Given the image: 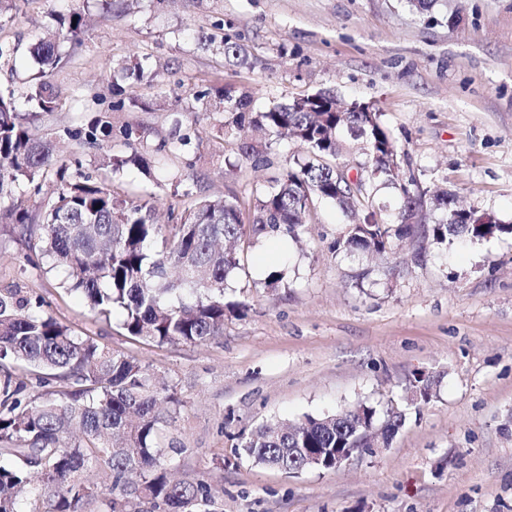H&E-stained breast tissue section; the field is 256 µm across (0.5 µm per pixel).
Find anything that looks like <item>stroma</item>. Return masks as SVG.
Instances as JSON below:
<instances>
[{"label": "stroma", "instance_id": "1", "mask_svg": "<svg viewBox=\"0 0 512 512\" xmlns=\"http://www.w3.org/2000/svg\"><path fill=\"white\" fill-rule=\"evenodd\" d=\"M73 0H20L0 23V87L24 101L35 65L28 52L53 14ZM91 30L52 81L63 105L40 134L84 123L77 98L111 97L118 69L148 61L153 83L123 81L151 103L112 115L143 133L81 151L86 172L111 177L130 201L151 200L159 223L202 196H249L270 167L237 166L223 114L195 103L191 88L224 86L253 96L254 110L321 90L379 112L402 149L401 167L421 188L442 187L470 208L512 224V0H439L419 12L408 0H88ZM249 51L244 67L201 42L216 21ZM190 133L187 155L165 157L154 177L130 167L94 169L103 155L151 151L174 122ZM346 216L322 204L300 242L259 239L229 296L244 317L203 344H145L120 315L94 318L53 273L24 260L26 247L0 221V288L43 296L78 332L149 364L181 401L163 445L175 477H200L222 512H512V235L446 247L399 241L390 264L336 250ZM284 278L269 288L266 275ZM433 396L411 404L415 375ZM361 404L406 414L391 444L334 471L288 474L238 455L260 424L297 421Z\"/></svg>", "mask_w": 512, "mask_h": 512}]
</instances>
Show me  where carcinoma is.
Wrapping results in <instances>:
<instances>
[{
	"label": "carcinoma",
	"mask_w": 512,
	"mask_h": 512,
	"mask_svg": "<svg viewBox=\"0 0 512 512\" xmlns=\"http://www.w3.org/2000/svg\"><path fill=\"white\" fill-rule=\"evenodd\" d=\"M54 34L30 47L37 72L30 79L31 111L17 109L14 91L0 90V216L18 228L26 243V261L62 274L63 288L79 295L98 318L120 311L128 335L154 344H203L224 335L227 317H243L246 304L226 298L227 280L244 260L251 240L287 235L296 240L316 205L331 202L353 222L336 240V250L386 257L392 244L406 237L446 245L458 238L487 240L512 234L511 224L483 223L473 209L456 212L454 196L437 191L427 196L417 181L403 179L401 148L381 121L380 113L362 104L341 105L333 92L321 90L287 103L251 110L252 96L204 86L194 94L222 110L224 142L238 159L255 167L265 156L254 145L236 140L245 125L274 137L290 136L302 153L286 161L248 199L236 195L199 197L170 213L168 224L154 223L148 201L130 203L112 183L82 173L83 160L66 163L55 155L52 140L36 133L35 121L61 107L50 81L53 72L72 61L61 43L74 47L88 37L83 10L56 16ZM232 66L247 64V52L229 38L221 39ZM148 63L125 69L123 77L150 81ZM150 104L123 97L112 84V100L94 95L82 108L94 113L85 127L62 130L63 136L96 146L119 135L130 140L129 125L114 132L112 113ZM360 144L363 159H347L346 141ZM191 135L174 128L157 153L183 155ZM133 164L151 171V156H102L97 166L118 172ZM55 176V195L38 207H25L22 197L38 196L41 182ZM380 185L400 191L399 223L378 213L374 192ZM442 217L434 224L417 222L424 207ZM38 297L20 288L0 289V512H20L17 494L34 490L28 512H81L87 499L98 498L102 512H217L211 484L200 478L172 480L161 462L164 411L178 404L170 386L156 381L148 366L132 355L113 350L93 336H79L43 309ZM376 410L359 406L321 416H305L291 424L262 425L240 448L256 464L291 472L303 458L290 448H322L366 453L374 439L387 447L403 426L405 413L395 407L376 423ZM93 468L106 477L98 485L84 473Z\"/></svg>",
	"instance_id": "cac0c4a2"
}]
</instances>
